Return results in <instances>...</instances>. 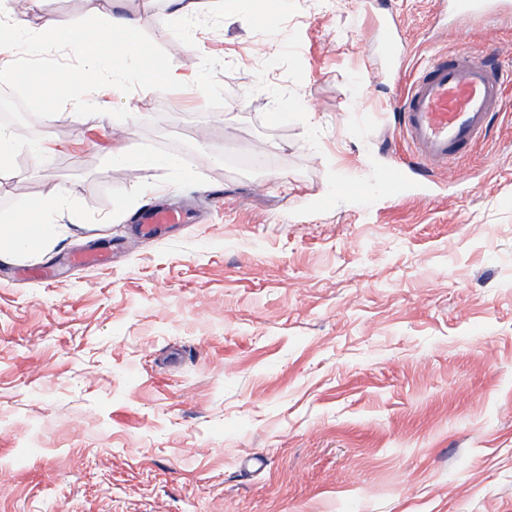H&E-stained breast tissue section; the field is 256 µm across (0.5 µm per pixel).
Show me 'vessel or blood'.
Segmentation results:
<instances>
[{"instance_id":"1","label":"vessel or blood","mask_w":512,"mask_h":512,"mask_svg":"<svg viewBox=\"0 0 512 512\" xmlns=\"http://www.w3.org/2000/svg\"><path fill=\"white\" fill-rule=\"evenodd\" d=\"M507 0H451L455 19L486 16ZM495 48L477 52L461 46L436 57L412 78L401 83L396 99L400 134L414 147L420 170L447 166L465 156L485 136L500 112L506 78L493 63ZM390 193L408 194L402 168L391 167L378 175ZM175 212L148 207L136 216L142 235H158L164 225L179 222Z\"/></svg>"}]
</instances>
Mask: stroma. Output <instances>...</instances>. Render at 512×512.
Returning a JSON list of instances; mask_svg holds the SVG:
<instances>
[{"mask_svg": "<svg viewBox=\"0 0 512 512\" xmlns=\"http://www.w3.org/2000/svg\"><path fill=\"white\" fill-rule=\"evenodd\" d=\"M115 9L162 88L101 94L90 117L32 79L79 68L70 45L12 55L27 120L0 218L50 183L74 211L54 248L0 259V512H512V85L486 137L422 176L375 115L395 80L374 22L394 18L405 72L464 43L511 73L512 10L285 0L262 25L196 0L190 42L161 32L169 0H32L27 18ZM289 104L308 118L275 120ZM119 146L180 168L114 166ZM400 159L410 194L362 196ZM152 201L187 214L146 238L131 219Z\"/></svg>", "mask_w": 512, "mask_h": 512, "instance_id": "1", "label": "stroma"}]
</instances>
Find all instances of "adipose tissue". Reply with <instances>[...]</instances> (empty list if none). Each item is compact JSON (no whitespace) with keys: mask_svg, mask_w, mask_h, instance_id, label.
<instances>
[{"mask_svg":"<svg viewBox=\"0 0 512 512\" xmlns=\"http://www.w3.org/2000/svg\"><path fill=\"white\" fill-rule=\"evenodd\" d=\"M8 29L12 41L24 44L29 52L38 51L59 29L53 12H46L39 27L27 21L26 0H13L9 9ZM139 22L131 14H114L90 30H72L69 41L76 46L82 65L79 70L55 75L53 83L59 95L70 94L74 86L88 90L107 87L112 95H125L133 75L145 71L138 46ZM38 211L28 213L16 224L0 225V252L22 256L55 244L65 231L64 225L52 223L53 214L69 210L67 197L48 189L39 199Z\"/></svg>","mask_w":512,"mask_h":512,"instance_id":"adipose-tissue-1","label":"adipose tissue"}]
</instances>
